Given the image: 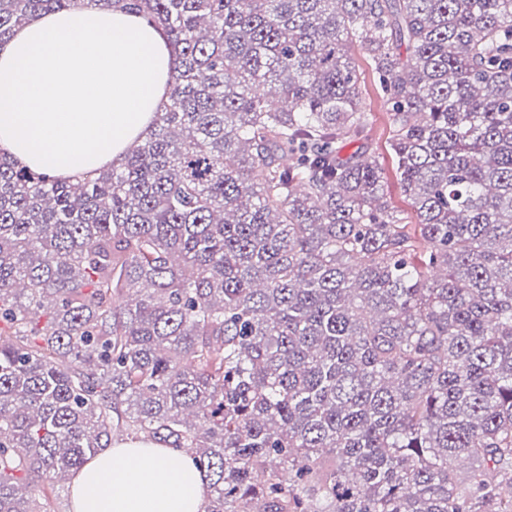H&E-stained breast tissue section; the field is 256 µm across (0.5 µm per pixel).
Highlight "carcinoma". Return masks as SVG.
<instances>
[{"label": "carcinoma", "instance_id": "obj_1", "mask_svg": "<svg viewBox=\"0 0 512 512\" xmlns=\"http://www.w3.org/2000/svg\"><path fill=\"white\" fill-rule=\"evenodd\" d=\"M122 1L172 52L147 139L0 156V512L124 435L205 512H512V0H0V42ZM354 40L415 224L340 155Z\"/></svg>", "mask_w": 512, "mask_h": 512}]
</instances>
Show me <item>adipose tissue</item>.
Segmentation results:
<instances>
[{"mask_svg": "<svg viewBox=\"0 0 512 512\" xmlns=\"http://www.w3.org/2000/svg\"><path fill=\"white\" fill-rule=\"evenodd\" d=\"M162 27L122 8L38 14L0 44V153L57 178L119 160L168 90ZM74 512H204L192 459L154 442L100 451L72 481Z\"/></svg>", "mask_w": 512, "mask_h": 512, "instance_id": "ef3b65f1", "label": "adipose tissue"}]
</instances>
